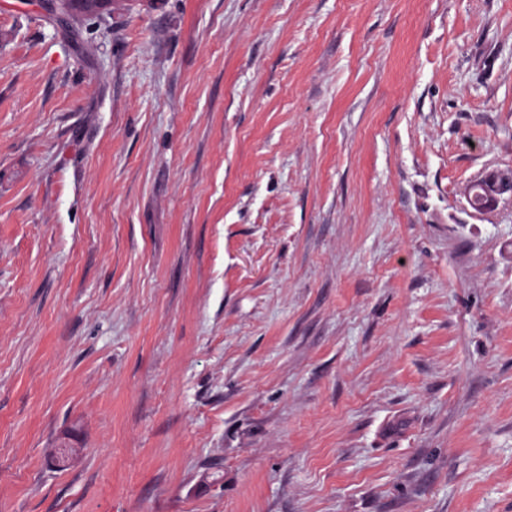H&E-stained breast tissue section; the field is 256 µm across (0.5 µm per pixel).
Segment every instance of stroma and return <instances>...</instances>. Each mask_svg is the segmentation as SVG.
<instances>
[{
    "mask_svg": "<svg viewBox=\"0 0 512 512\" xmlns=\"http://www.w3.org/2000/svg\"><path fill=\"white\" fill-rule=\"evenodd\" d=\"M508 167L512 0H0V512H512ZM110 0H61V7L74 19L100 18ZM476 185L484 189L488 200L486 206L478 209L481 212L494 208L499 199L504 195H507L512 201V175H493L489 173L484 178H481Z\"/></svg>",
    "mask_w": 512,
    "mask_h": 512,
    "instance_id": "1",
    "label": "stroma"
}]
</instances>
